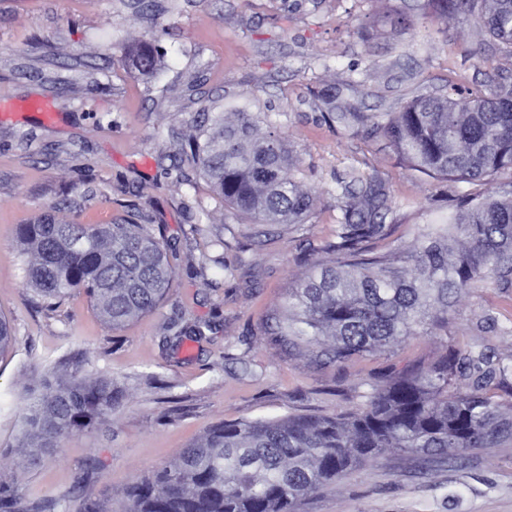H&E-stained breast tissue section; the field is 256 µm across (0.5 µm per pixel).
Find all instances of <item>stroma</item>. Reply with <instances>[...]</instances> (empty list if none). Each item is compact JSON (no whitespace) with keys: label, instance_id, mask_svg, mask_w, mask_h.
Segmentation results:
<instances>
[{"label":"stroma","instance_id":"stroma-1","mask_svg":"<svg viewBox=\"0 0 512 512\" xmlns=\"http://www.w3.org/2000/svg\"><path fill=\"white\" fill-rule=\"evenodd\" d=\"M0 0V487L47 512H125L128 484L171 464L221 422L336 416L373 385L453 350L512 358V273L459 296L448 328L342 363L279 339L289 286L334 239L333 192L358 176L392 202L390 235L371 252L412 250L422 225L474 184L412 169L382 135L327 118L339 104L390 112L421 94L512 86V55L467 14L431 0ZM145 42L164 56L154 81L120 63ZM275 113L317 200L301 224H253L225 207L181 159L186 120L209 107ZM79 224H159L174 272L153 312L109 328L84 293L45 306L31 289L19 225L46 212ZM494 324H487L486 316ZM201 320V340L170 328ZM111 380L112 411L26 464L18 450L24 387L47 372ZM298 512H512V447L455 459L391 453L306 498Z\"/></svg>","mask_w":512,"mask_h":512}]
</instances>
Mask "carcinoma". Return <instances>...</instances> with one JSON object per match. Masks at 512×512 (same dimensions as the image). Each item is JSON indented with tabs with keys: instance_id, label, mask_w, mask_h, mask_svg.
Listing matches in <instances>:
<instances>
[{
	"instance_id": "carcinoma-1",
	"label": "carcinoma",
	"mask_w": 512,
	"mask_h": 512,
	"mask_svg": "<svg viewBox=\"0 0 512 512\" xmlns=\"http://www.w3.org/2000/svg\"><path fill=\"white\" fill-rule=\"evenodd\" d=\"M477 24L512 48V0H486ZM125 62L149 81L162 67L158 51L128 46ZM456 89L417 96L396 112H337L387 137L415 170L435 179L475 181L512 173V88L475 94L457 108ZM199 112L184 161L238 215L260 224H300L314 200L295 177L285 141L259 134L268 115ZM336 194V241L317 270L288 289L277 335L318 348L336 362L393 343L448 329L451 299L512 264V181L499 198L466 197L448 216L425 225L417 246L396 259L365 256L364 244L386 236L390 211L383 186L355 179ZM155 224H78L44 217L23 224L25 272L43 299L85 293L102 320L119 329L156 309L173 272ZM461 238L452 252L448 241ZM200 323L177 327L174 338L199 339ZM471 391L454 387L456 376ZM512 376V362L482 351L447 355L425 371L374 389L342 417L219 423L182 449L175 461L132 484L128 512H297L308 495L336 483L387 452L456 458L478 448L512 446V409L490 391ZM20 448L26 457L51 452L61 439L91 428L112 412V382L55 378L28 386ZM0 512H31L19 493L0 496Z\"/></svg>"
}]
</instances>
